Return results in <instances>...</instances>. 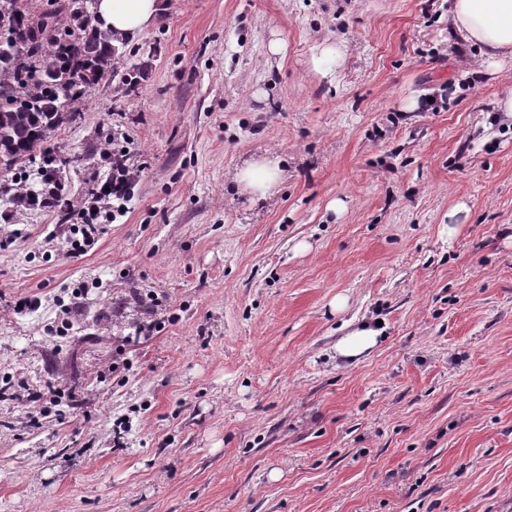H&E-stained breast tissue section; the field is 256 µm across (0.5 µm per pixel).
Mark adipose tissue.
Here are the masks:
<instances>
[{
  "mask_svg": "<svg viewBox=\"0 0 512 512\" xmlns=\"http://www.w3.org/2000/svg\"><path fill=\"white\" fill-rule=\"evenodd\" d=\"M161 0H99L104 26L124 39L134 38L157 19ZM454 32L479 47L487 60L512 58V0H451ZM279 159L262 157L243 165L236 181L258 199L273 196L282 180Z\"/></svg>",
  "mask_w": 512,
  "mask_h": 512,
  "instance_id": "adipose-tissue-1",
  "label": "adipose tissue"
}]
</instances>
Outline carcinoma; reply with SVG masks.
<instances>
[{
	"mask_svg": "<svg viewBox=\"0 0 512 512\" xmlns=\"http://www.w3.org/2000/svg\"><path fill=\"white\" fill-rule=\"evenodd\" d=\"M91 0H46L32 10L21 0H0V165L10 169L56 157L52 139L74 119L104 79L131 92L142 75L115 68L126 41L95 23ZM18 179L0 184V201L26 206Z\"/></svg>",
	"mask_w": 512,
	"mask_h": 512,
	"instance_id": "obj_1",
	"label": "carcinoma"
}]
</instances>
